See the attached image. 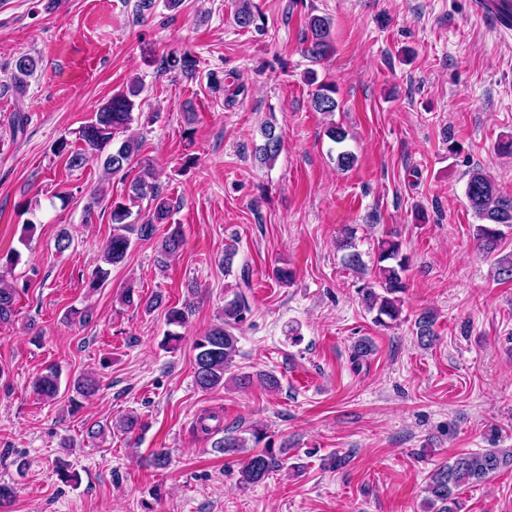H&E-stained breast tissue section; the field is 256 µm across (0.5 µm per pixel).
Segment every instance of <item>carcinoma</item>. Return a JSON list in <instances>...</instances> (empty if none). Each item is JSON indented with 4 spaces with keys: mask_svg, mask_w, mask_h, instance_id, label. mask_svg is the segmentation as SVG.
<instances>
[{
    "mask_svg": "<svg viewBox=\"0 0 512 512\" xmlns=\"http://www.w3.org/2000/svg\"><path fill=\"white\" fill-rule=\"evenodd\" d=\"M236 23L242 28L252 26L256 20L253 0H238L235 13ZM307 52L315 58L330 54L333 50L331 22L325 16L312 15L307 21ZM39 60L30 54L19 55L14 62L13 84L21 91L27 86V79L36 72ZM163 69L178 71L191 76L197 71L198 61L190 52L169 55L162 60ZM144 89L141 80L131 82L127 88L115 93L94 112L92 119L78 131L76 139L83 143V150L72 149L67 139L61 138L55 145L56 153L67 156V163L79 167L84 161V153L104 157L103 169L106 175L127 174V167L138 152L139 142L126 139L120 144L113 143L116 131L129 127L134 121L136 98ZM334 87L321 83L313 93L312 103L315 111L330 114L339 108L334 97ZM264 143L256 149V160L270 167L276 162L281 139L273 123L267 122L261 128ZM149 173L135 177L130 183L129 199L132 201L150 197L153 203L152 217L144 224H130L127 219L131 212L123 201L105 199L103 190L94 192L87 207V212L102 202H107L111 223L112 237L102 246L95 268L92 270L86 287L94 291L101 287L109 275V267L122 263L131 246L130 235L140 239H149L156 232V225L166 222L171 212L167 198L159 189L148 181ZM466 197L470 208L482 223L475 225L474 238L478 248L494 258L495 275L501 281H512V253H498L503 228L512 227V196L501 194L489 176L478 169L469 172L466 184ZM184 243L180 228L176 227L161 240L157 250L156 262L164 266L174 257ZM338 248L344 251L343 260L349 269L360 271L363 261L360 253L355 251L352 233H347L338 240ZM376 262L378 267V284L363 287L364 302L368 312L374 314L373 322L382 327L396 323L401 316V293L405 288L403 275L409 266V257L402 253L401 244L391 239L379 242ZM250 287V271L243 266L240 281L232 298L224 301V317L221 323L196 338L194 349L197 351L194 365L195 385L210 391L224 386V375L231 369L237 353V337L232 329L245 321L250 312V305L245 289ZM18 289L5 281L0 275V324L8 323L15 317ZM124 303L152 312L164 305L163 295L156 292L143 298L135 289H126ZM192 305L183 308H170L166 312L167 325L183 328L187 323ZM436 316L431 311L419 314L414 322L417 341L422 346H429L435 339L434 326ZM61 389V373L55 366H49L33 382V392L43 402L57 399ZM72 392L70 407L76 410L92 398L98 391V381L91 376H78L68 382ZM251 438L235 434L228 428L224 437L218 439L214 447L227 452L247 447L248 441L259 445L266 432L258 425L248 429ZM287 461L285 449H274L265 445L262 450L240 462L238 482L247 487L263 482L272 473L281 470ZM512 466V448H492L483 453H461L452 460L441 464L428 477L426 484L427 505L430 512H461L460 489L466 485L483 482L500 469Z\"/></svg>",
    "mask_w": 512,
    "mask_h": 512,
    "instance_id": "carcinoma-1",
    "label": "carcinoma"
}]
</instances>
